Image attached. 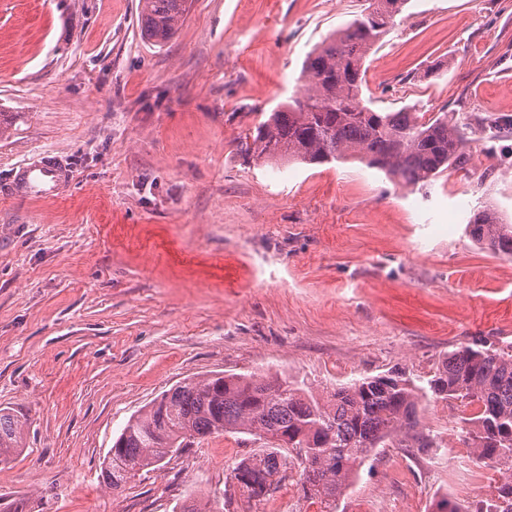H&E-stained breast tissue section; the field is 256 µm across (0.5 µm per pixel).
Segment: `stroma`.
Returning <instances> with one entry per match:
<instances>
[{
  "mask_svg": "<svg viewBox=\"0 0 512 512\" xmlns=\"http://www.w3.org/2000/svg\"><path fill=\"white\" fill-rule=\"evenodd\" d=\"M364 0H191L173 38L141 36L139 0H0V185L42 154L61 197L0 200V407L28 420L0 465V512H317L290 474L246 502L228 468L262 441L202 439L108 489L130 417L190 377H288L322 394L452 347L512 343V258L469 236L489 205L512 224V0H409L365 61L364 97L468 118L466 169L411 190L359 162H246L237 140L299 93L302 63ZM427 453L383 448L338 512H432L469 484L447 403L421 405Z\"/></svg>",
  "mask_w": 512,
  "mask_h": 512,
  "instance_id": "stroma-1",
  "label": "stroma"
}]
</instances>
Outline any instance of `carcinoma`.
Here are the masks:
<instances>
[{
	"instance_id": "obj_1",
	"label": "carcinoma",
	"mask_w": 512,
	"mask_h": 512,
	"mask_svg": "<svg viewBox=\"0 0 512 512\" xmlns=\"http://www.w3.org/2000/svg\"><path fill=\"white\" fill-rule=\"evenodd\" d=\"M408 0H366L345 28L325 38L305 59L301 92L248 129L238 143L247 160L324 164L360 161L405 187L462 166L468 123L443 112L424 119L414 108L388 112L362 103L364 60L394 24ZM188 0H141L143 37L169 40ZM469 236L496 255L512 257V225L493 208L473 214ZM426 399L477 406L462 416L475 463L501 475L496 494L472 509L441 498L436 512H512V345L486 340L448 351L427 379L400 370L354 379L315 394L282 376L214 374L188 378L133 415L101 468L106 487L117 490L160 467L197 439L222 433L253 436L265 447L233 463L237 489L259 500L286 478L296 461L304 497L319 512H338V501L379 448H415L425 453L435 438L419 407ZM27 418L0 407V464L24 448Z\"/></svg>"
}]
</instances>
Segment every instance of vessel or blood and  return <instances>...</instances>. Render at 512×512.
Instances as JSON below:
<instances>
[{
	"label": "vessel or blood",
	"mask_w": 512,
	"mask_h": 512,
	"mask_svg": "<svg viewBox=\"0 0 512 512\" xmlns=\"http://www.w3.org/2000/svg\"><path fill=\"white\" fill-rule=\"evenodd\" d=\"M70 179V171L63 162L45 157L20 168L13 182L0 189V196L54 198L66 190Z\"/></svg>",
	"instance_id": "1"
}]
</instances>
